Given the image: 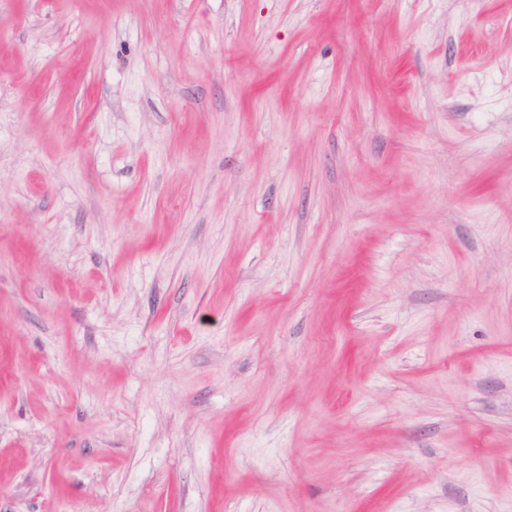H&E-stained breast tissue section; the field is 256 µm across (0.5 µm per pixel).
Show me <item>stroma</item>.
I'll return each mask as SVG.
<instances>
[{"mask_svg": "<svg viewBox=\"0 0 512 512\" xmlns=\"http://www.w3.org/2000/svg\"><path fill=\"white\" fill-rule=\"evenodd\" d=\"M0 512H512V0H0Z\"/></svg>", "mask_w": 512, "mask_h": 512, "instance_id": "stroma-1", "label": "stroma"}]
</instances>
